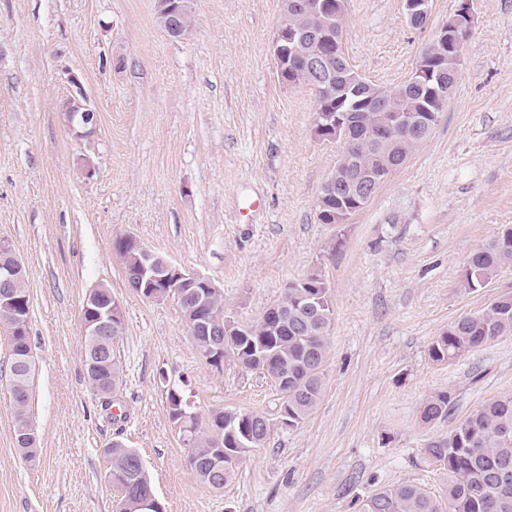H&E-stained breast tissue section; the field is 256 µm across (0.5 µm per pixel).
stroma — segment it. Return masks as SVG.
Instances as JSON below:
<instances>
[{
    "mask_svg": "<svg viewBox=\"0 0 512 512\" xmlns=\"http://www.w3.org/2000/svg\"><path fill=\"white\" fill-rule=\"evenodd\" d=\"M188 10L174 38L157 0H0V238L28 275L36 436L25 457L0 334V512H117L105 453L115 439L137 452L164 512H361L406 483L443 497L448 478L424 445L512 393V335L451 362L429 356L449 324L512 292V266L460 286L471 253L512 225V0H474L438 124L345 224L317 218L342 146L314 135L312 90L277 73L282 0ZM429 40L403 0H347L343 49L372 83L405 82ZM73 98L96 115L83 135L62 111ZM123 235L208 278L242 323L319 271L334 315L312 413L283 424L270 379L230 358L207 364L176 301L129 288L113 250ZM99 286L125 326L107 401L84 375L81 310ZM170 382L199 418L239 410L270 423L222 490L187 464ZM445 390L450 415L423 423L422 403Z\"/></svg>",
    "mask_w": 512,
    "mask_h": 512,
    "instance_id": "obj_1",
    "label": "stroma"
}]
</instances>
